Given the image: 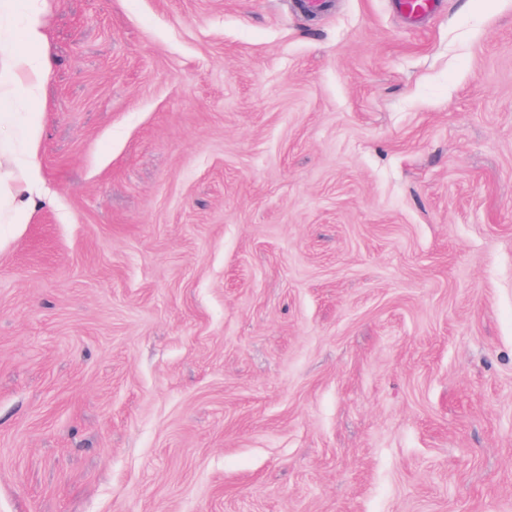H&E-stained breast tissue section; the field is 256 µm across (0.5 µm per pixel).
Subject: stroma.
Returning a JSON list of instances; mask_svg holds the SVG:
<instances>
[{"instance_id":"obj_1","label":"stroma","mask_w":512,"mask_h":512,"mask_svg":"<svg viewBox=\"0 0 512 512\" xmlns=\"http://www.w3.org/2000/svg\"><path fill=\"white\" fill-rule=\"evenodd\" d=\"M0 512H512V0H0ZM21 39L29 48V51L12 57V76L13 78L24 77L29 99L36 100L39 96L40 81L45 73L46 64L39 53L44 35L39 19L35 14L30 13L26 17L21 31ZM36 179L29 166L18 165L15 169L0 172V223L25 224L30 219L31 206L18 196L15 184L31 185Z\"/></svg>"}]
</instances>
